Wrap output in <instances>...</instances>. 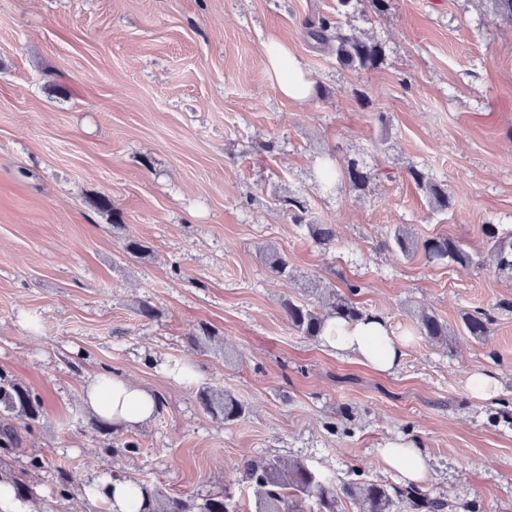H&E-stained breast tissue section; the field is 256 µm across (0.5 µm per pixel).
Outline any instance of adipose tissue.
Listing matches in <instances>:
<instances>
[{"label":"adipose tissue","mask_w":512,"mask_h":512,"mask_svg":"<svg viewBox=\"0 0 512 512\" xmlns=\"http://www.w3.org/2000/svg\"><path fill=\"white\" fill-rule=\"evenodd\" d=\"M263 56L267 76L282 96L299 102L313 96L315 84L287 41H266ZM322 342L328 349L348 354L382 374L397 369L406 355L405 340L394 336L388 321L375 313L356 322L327 321ZM83 397L90 412L116 428L146 424L160 409L157 395L108 371L88 379ZM381 457L385 465L400 471L408 482L421 485L429 478L427 458L413 439L387 440ZM83 493L86 498L107 504L110 512H131L135 491L130 481L99 476L84 485Z\"/></svg>","instance_id":"adipose-tissue-1"}]
</instances>
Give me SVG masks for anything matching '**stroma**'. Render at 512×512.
<instances>
[{"mask_svg": "<svg viewBox=\"0 0 512 512\" xmlns=\"http://www.w3.org/2000/svg\"><path fill=\"white\" fill-rule=\"evenodd\" d=\"M321 17L379 40L383 63L338 65L308 37ZM271 37L303 62L309 101L268 80ZM352 159L365 193L320 186L322 161ZM412 167L447 185L448 212L431 211ZM101 196L111 211L94 207ZM291 196L306 222L334 225L332 246L291 218ZM399 225L462 241L476 266L403 255L388 240ZM489 227L512 235V17L494 0H392L381 16L337 0H0V369L44 402L39 422L11 419L18 443L0 469L32 484L37 512H82L79 491L54 493L62 467L77 488L113 474L184 497L228 488L235 512H254L244 460L299 457L340 482L362 464L399 485L380 449L402 435L455 512H512V415L498 411L512 400V271ZM129 237L146 256L124 257ZM269 244L291 278L266 271ZM309 277L359 285L358 306L408 340L399 368L377 373L289 325L281 303ZM477 308L495 317L481 341L461 329ZM420 309L451 345L416 335ZM202 324L215 339L190 344ZM101 370L152 390L155 418L95 430L81 393ZM476 370L498 375L497 399L471 397ZM203 384L245 416L213 418ZM127 441L139 452L119 454ZM487 234L492 243L490 254L496 259L498 265L512 270V236L500 237L492 227ZM196 399L213 417L227 423L237 421L246 413V406L242 402L218 386L198 387Z\"/></svg>", "mask_w": 512, "mask_h": 512, "instance_id": "1", "label": "stroma"}]
</instances>
